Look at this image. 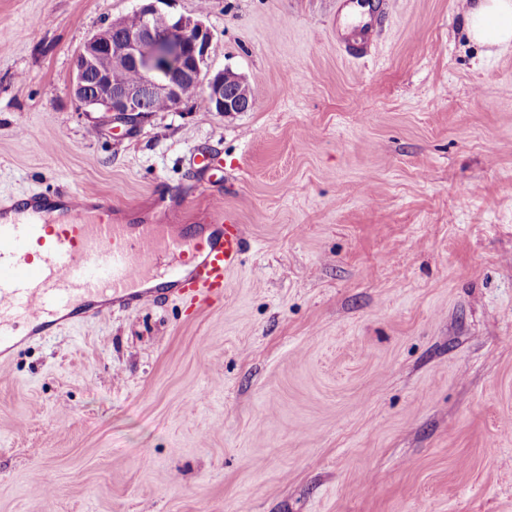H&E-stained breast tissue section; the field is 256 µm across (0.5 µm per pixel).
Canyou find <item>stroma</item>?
<instances>
[{"label": "stroma", "instance_id": "1", "mask_svg": "<svg viewBox=\"0 0 512 512\" xmlns=\"http://www.w3.org/2000/svg\"><path fill=\"white\" fill-rule=\"evenodd\" d=\"M470 2L157 0L255 104L130 133L68 87L139 0H0V200L220 205L251 242L221 305L0 361V512H512V47L471 39Z\"/></svg>", "mask_w": 512, "mask_h": 512}]
</instances>
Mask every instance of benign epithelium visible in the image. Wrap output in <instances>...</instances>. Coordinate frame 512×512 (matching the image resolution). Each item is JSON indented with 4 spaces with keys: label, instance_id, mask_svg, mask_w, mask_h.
I'll list each match as a JSON object with an SVG mask.
<instances>
[{
    "label": "benign epithelium",
    "instance_id": "1",
    "mask_svg": "<svg viewBox=\"0 0 512 512\" xmlns=\"http://www.w3.org/2000/svg\"><path fill=\"white\" fill-rule=\"evenodd\" d=\"M136 13L137 27L115 19L93 33L76 54L70 93L79 103L124 123L147 115L159 99L180 111L183 86L199 83L216 112L252 109L251 89L240 76L229 70L211 73L212 34L201 19L162 13L153 0H142ZM127 67L135 68L140 79L113 82L112 71Z\"/></svg>",
    "mask_w": 512,
    "mask_h": 512
}]
</instances>
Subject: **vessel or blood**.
<instances>
[{"label": "vessel or blood", "instance_id": "obj_1", "mask_svg": "<svg viewBox=\"0 0 512 512\" xmlns=\"http://www.w3.org/2000/svg\"><path fill=\"white\" fill-rule=\"evenodd\" d=\"M111 214L110 199L72 192L0 208L1 357L66 326L78 305L92 317L162 299L210 307L250 247L234 213L218 206L191 232L116 224Z\"/></svg>", "mask_w": 512, "mask_h": 512}]
</instances>
